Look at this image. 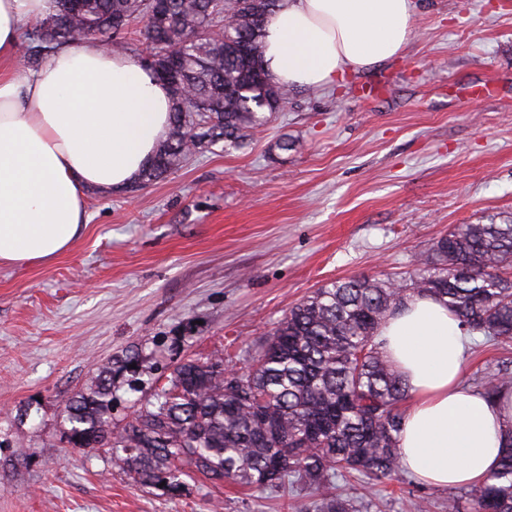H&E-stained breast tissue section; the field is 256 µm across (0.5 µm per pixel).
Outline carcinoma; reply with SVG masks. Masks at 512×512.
Here are the masks:
<instances>
[{"label":"carcinoma","instance_id":"obj_1","mask_svg":"<svg viewBox=\"0 0 512 512\" xmlns=\"http://www.w3.org/2000/svg\"><path fill=\"white\" fill-rule=\"evenodd\" d=\"M143 36L161 58L184 57L169 132L140 181H159L194 151L237 145L288 105L292 89L264 66L262 39L280 0H170ZM25 34L20 64L35 68L63 46L118 36L144 20L143 0H86L68 22L62 0ZM512 219L458 224L408 277L335 280L293 306L264 343L224 373V358H187L167 384L137 403L131 422L112 426V367L65 403L67 443L89 457L106 448L134 483L174 495L201 475L270 492L314 490L306 512H359L336 479L372 485L401 471L397 451L409 388L378 340L385 321L415 295L431 296L472 335L512 347ZM494 396L512 389V361L476 380ZM448 512H512V447L465 501Z\"/></svg>","mask_w":512,"mask_h":512}]
</instances>
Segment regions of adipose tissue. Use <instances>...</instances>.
Returning a JSON list of instances; mask_svg holds the SVG:
<instances>
[{
  "label": "adipose tissue",
  "mask_w": 512,
  "mask_h": 512,
  "mask_svg": "<svg viewBox=\"0 0 512 512\" xmlns=\"http://www.w3.org/2000/svg\"><path fill=\"white\" fill-rule=\"evenodd\" d=\"M50 10L51 0H0V266L69 249L88 190L132 183L170 121L167 85L94 42L13 70L26 24ZM413 32L412 0H281L263 59L280 83L318 88L402 55ZM380 336L409 385L402 467L436 488L481 483L512 441V390L489 397L462 384L466 333L434 298L412 297Z\"/></svg>",
  "instance_id": "adipose-tissue-1"
}]
</instances>
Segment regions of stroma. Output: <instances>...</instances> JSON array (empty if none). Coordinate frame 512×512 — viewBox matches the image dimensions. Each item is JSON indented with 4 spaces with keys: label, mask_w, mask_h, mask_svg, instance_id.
I'll use <instances>...</instances> for the list:
<instances>
[{
    "label": "stroma",
    "mask_w": 512,
    "mask_h": 512,
    "mask_svg": "<svg viewBox=\"0 0 512 512\" xmlns=\"http://www.w3.org/2000/svg\"><path fill=\"white\" fill-rule=\"evenodd\" d=\"M414 6L401 58L295 89L165 180L91 193L65 253L0 267V512H303L308 488H140L70 448L63 405L132 353L155 376L244 356L322 284L403 277L450 227L512 214V0ZM387 486L368 512L420 496L444 512L449 496Z\"/></svg>",
    "instance_id": "obj_1"
}]
</instances>
